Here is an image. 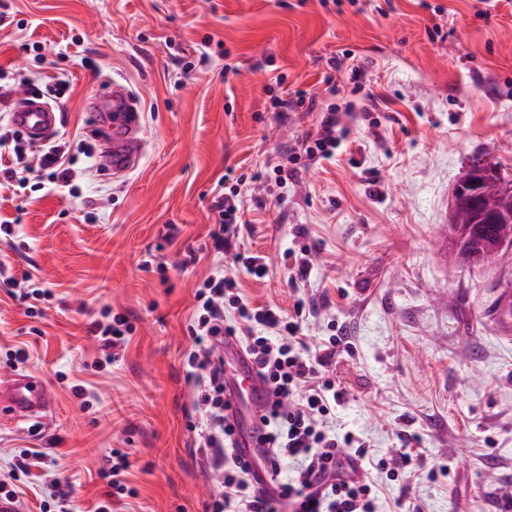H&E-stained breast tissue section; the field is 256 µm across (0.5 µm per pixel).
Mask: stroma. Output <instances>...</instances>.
I'll return each mask as SVG.
<instances>
[{
    "label": "stroma",
    "mask_w": 512,
    "mask_h": 512,
    "mask_svg": "<svg viewBox=\"0 0 512 512\" xmlns=\"http://www.w3.org/2000/svg\"><path fill=\"white\" fill-rule=\"evenodd\" d=\"M41 43L44 58L21 43ZM210 60L198 66L201 50ZM343 57L339 68L331 59ZM195 70L185 72L186 62ZM0 67L43 89L66 77L58 133L72 150L97 145L86 100L124 80L141 100L145 153L115 178L93 170L68 189L0 185V262L50 290L41 316L0 287V375L10 350L54 399L50 425L0 422V479L40 450L18 496L40 512L65 481L67 512H92L108 487L111 449L130 461L135 498L123 512H204L215 486L188 427L194 294L217 254L212 190L220 177L264 171L314 131L320 107L369 108L330 160L284 188H256L244 244L267 276L241 277L254 302L291 312L317 302L303 332L318 342L345 326L336 358L346 392L337 433L376 455L418 453L407 481L378 476L381 512L398 496L423 512H505L512 504V326L493 314L510 270L459 272L445 256L452 189L484 158L512 169V9L484 0H0ZM319 107L275 112L295 93ZM308 231L312 271L288 281L284 251ZM195 263L183 264L188 252ZM166 267L145 272L147 254ZM135 331L100 364L91 323L103 308ZM94 394L83 406L72 391Z\"/></svg>",
    "instance_id": "1"
}]
</instances>
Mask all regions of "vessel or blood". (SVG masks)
I'll return each mask as SVG.
<instances>
[{
    "label": "vessel or blood",
    "mask_w": 512,
    "mask_h": 512,
    "mask_svg": "<svg viewBox=\"0 0 512 512\" xmlns=\"http://www.w3.org/2000/svg\"><path fill=\"white\" fill-rule=\"evenodd\" d=\"M101 143L98 164L103 171L120 177L137 168L144 154L142 138L143 110L139 97L124 83L113 80L99 86L88 100ZM12 124L34 143L43 144L54 138L59 115L56 108L41 98L19 97L10 114ZM224 355L235 369L228 380L233 410L263 409L269 394L256 378L251 363L232 343L225 344ZM53 398L43 379L28 371H15L0 377V418L14 423L31 422L46 425L50 419Z\"/></svg>",
    "instance_id": "b4317fda"
}]
</instances>
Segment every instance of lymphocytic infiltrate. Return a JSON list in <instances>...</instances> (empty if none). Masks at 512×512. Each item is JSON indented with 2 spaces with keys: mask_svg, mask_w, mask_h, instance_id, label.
<instances>
[{
  "mask_svg": "<svg viewBox=\"0 0 512 512\" xmlns=\"http://www.w3.org/2000/svg\"><path fill=\"white\" fill-rule=\"evenodd\" d=\"M347 132L335 106L327 105L314 132L278 153L272 166L275 185L286 186L298 177L301 158L316 163L331 159ZM2 149L14 160L0 170V177L22 189L38 174L54 186L71 188L97 164L90 147L78 157L62 139L34 145L3 114ZM260 179L256 173L230 185L218 181L211 204L217 224L211 235L214 251L231 254L238 269L257 279L268 272L265 259L243 249L240 237L245 201ZM195 299L190 324L194 344L184 370L192 387L195 446L218 485L206 512H377L376 473L394 481L415 470L416 464L408 452L375 458L362 438L351 432L340 435L332 428L344 393L330 368L340 349L350 345L345 329L311 343L302 334V324L316 308L314 299L297 296L288 314L253 303L220 261L199 285ZM132 331L121 314L106 322L93 321L105 363L118 360ZM228 337L235 338L253 360L272 399L260 418L262 456L254 464L236 453L235 437L246 421L229 415L230 404L224 398Z\"/></svg>",
  "mask_w": 512,
  "mask_h": 512,
  "instance_id": "obj_1",
  "label": "lymphocytic infiltrate"
}]
</instances>
